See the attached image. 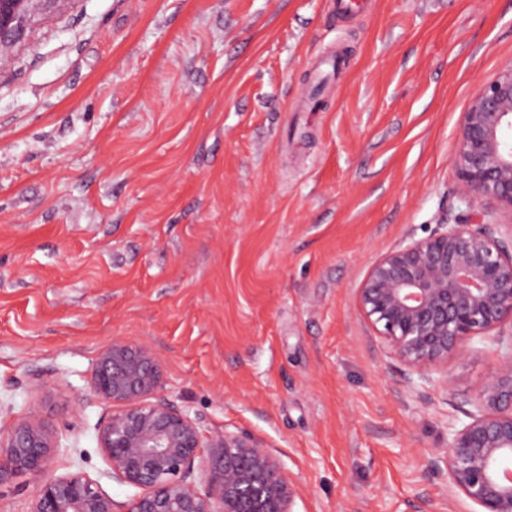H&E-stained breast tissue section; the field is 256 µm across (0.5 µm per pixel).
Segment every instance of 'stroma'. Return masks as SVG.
<instances>
[{
    "label": "stroma",
    "instance_id": "1",
    "mask_svg": "<svg viewBox=\"0 0 512 512\" xmlns=\"http://www.w3.org/2000/svg\"><path fill=\"white\" fill-rule=\"evenodd\" d=\"M55 0L0 72V418L28 407L116 501L91 396L113 339L159 399L284 462L294 512H478L430 465L495 362L420 393L355 307L376 258L464 208L472 93L512 0ZM347 65L293 111L324 54Z\"/></svg>",
    "mask_w": 512,
    "mask_h": 512
}]
</instances>
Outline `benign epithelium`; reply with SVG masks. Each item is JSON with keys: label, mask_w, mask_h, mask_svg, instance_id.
<instances>
[{"label": "benign epithelium", "mask_w": 512, "mask_h": 512, "mask_svg": "<svg viewBox=\"0 0 512 512\" xmlns=\"http://www.w3.org/2000/svg\"><path fill=\"white\" fill-rule=\"evenodd\" d=\"M48 0H0V67ZM467 211L382 253L356 288L355 304L409 375L433 381L479 336L506 350L451 425L432 466L481 508L512 512V63L472 95L452 157ZM162 366L147 345L115 339L95 360L90 394L110 412L96 424L106 476L135 489L117 503L81 468L62 475L50 463L67 452L59 430L31 408L0 424V485L25 474L27 512H293L297 487L281 460L244 432L208 433L188 408L156 400Z\"/></svg>", "instance_id": "obj_1"}]
</instances>
